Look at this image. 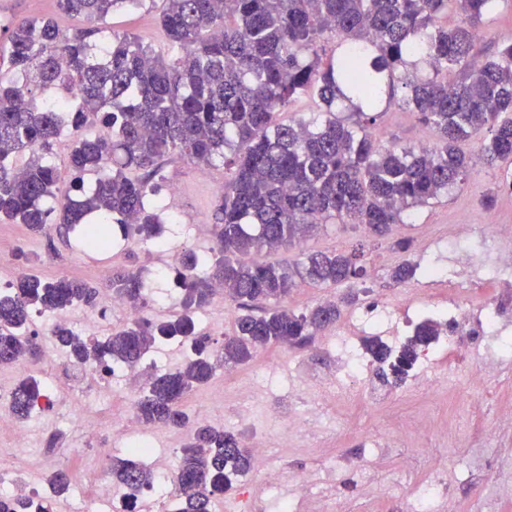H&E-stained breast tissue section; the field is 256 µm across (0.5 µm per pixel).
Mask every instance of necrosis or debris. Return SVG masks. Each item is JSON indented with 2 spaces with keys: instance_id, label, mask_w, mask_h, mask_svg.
<instances>
[{
  "instance_id": "4bbe7bcc",
  "label": "necrosis or debris",
  "mask_w": 512,
  "mask_h": 512,
  "mask_svg": "<svg viewBox=\"0 0 512 512\" xmlns=\"http://www.w3.org/2000/svg\"><path fill=\"white\" fill-rule=\"evenodd\" d=\"M492 238L496 243L493 252L483 249L465 251L466 264L478 268L482 279L500 285H512V226L494 225ZM415 315H433L447 323L446 335L440 336L431 353L420 362L412 375L415 390L437 392L448 387L447 375L437 374L436 368L444 363L447 355L469 357L485 353V360L476 367L472 381L479 384L498 370L501 358H512V340L503 336L502 328L508 305L500 298L475 299L470 280L457 275L448 277V295L444 300L431 302L409 290L403 300ZM405 320L393 303L371 304L351 311L344 326L326 334L321 348L325 355L335 358L336 366L323 387H302L300 406L280 414L277 440L288 442L309 435L323 423L321 391H335L338 385L354 384L364 400L375 407L390 406L394 393L390 388H380L365 380L367 360L360 353L359 339L363 336H380L390 343H398L403 334ZM52 368L53 375L47 382L42 396L51 406L68 408V394L79 387L90 373L89 367L71 362L58 363L52 356L41 361L18 360L0 366V377H22L41 373ZM121 388L125 413L117 427L124 435V445L135 463L150 468L156 477L153 488L156 498L168 502L178 492L177 472L166 449L160 448L153 431L142 428L135 416L134 398L144 382L143 367H121L112 376ZM273 442L268 435L259 434L250 440L253 468L246 486L265 496L278 500L281 512H369L368 504L377 494L369 480L373 470L380 468L379 458L364 460L352 468L350 480L359 487L358 496L341 500L335 485L310 472L282 473L274 464L269 452ZM43 464L39 459L25 455L22 467L0 464V499L38 495L51 499L52 512H127L128 492L115 484L96 467L91 485L83 487L77 501L53 497L40 479Z\"/></svg>"
}]
</instances>
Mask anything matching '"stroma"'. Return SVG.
I'll list each match as a JSON object with an SVG mask.
<instances>
[{
    "label": "stroma",
    "instance_id": "obj_1",
    "mask_svg": "<svg viewBox=\"0 0 512 512\" xmlns=\"http://www.w3.org/2000/svg\"><path fill=\"white\" fill-rule=\"evenodd\" d=\"M162 0H145L142 6L114 13L109 24L116 33H129L151 44L157 51L167 47V37L159 23ZM53 18L67 32L80 27L78 18L61 12L57 0H0V23L10 24L16 17ZM378 134L383 141L401 145H428L433 137L420 126L415 117L406 112H391L380 122ZM512 170V158L498 162L496 169L476 166L467 179L447 196L433 204L415 209L413 221L394 226L388 240L380 242L370 256V272L359 293L358 305H365L371 295L389 301L400 300L404 285L393 284L389 271L399 263L410 260L421 267H435L448 271L444 255L430 252L432 237L448 234L453 224L466 221L474 228L469 246H484L490 223L512 224V197L499 194L492 208L481 204L482 195L492 189L499 172ZM168 182L161 188L158 199L164 220L163 237L167 249L151 248L143 251L126 244L117 253L94 254L80 251L76 232L60 233L58 225H50L43 235H33L25 225L0 221V248L8 251L12 264L23 266L28 274L44 280L66 276L76 280L99 281V267L109 270L132 269L142 272L146 285L157 302L148 310L151 318H165L168 294L178 292L174 271L167 265L168 249L205 250L212 246L213 237L199 234L198 225L214 222V211L219 200L216 186L224 182L222 163L203 169L179 157L163 162ZM178 184V193H170L169 184ZM364 227L350 224H328L313 232L304 246L310 251L350 250L356 243L371 241ZM329 365L327 358L309 357L307 349L284 350L272 345L264 348L247 364L237 366L233 376L217 372L214 379L200 389L192 391L186 399L191 418L208 421L217 417L233 422V430L242 438H249L260 428L268 435L278 431L276 413L285 401L294 395L305 371L320 372ZM475 359L447 358L446 369L450 379L447 394H425L400 388L395 409H378L360 398L347 403L332 401L325 412V436L309 435L299 440L297 447L285 450L274 448L276 461L284 470L305 469L322 472L327 456H335L343 465L339 473V493L356 494L350 484V466L369 453H377L383 461L375 474L385 493L379 494L375 512H403V499L407 488L396 479L401 455L409 454L421 460L419 479H427L429 469L424 462L433 457L455 466L458 461L470 459L482 450H489L498 460L512 468V429L499 426L501 411L512 410V382L489 378L485 388L494 390L497 399L483 400L481 391L471 382ZM267 376L266 401L249 424H235L234 418L241 405V394L253 374ZM102 379L88 381L75 394L79 407L88 408L97 415L96 426L89 427L77 416H61L57 409L47 408L32 415L26 422L31 430L27 454L40 457L45 465L43 479H50L58 469H68L71 475L93 468L101 456L116 459L125 455L120 435L114 431L110 415L113 406L102 397ZM421 410L441 420L459 419L466 434L457 442L443 444L438 433L427 432L409 442H401L395 414L407 415ZM491 477L475 479L464 476L461 481L450 482L444 489L453 501L456 512H512V497L493 498Z\"/></svg>",
    "mask_w": 512,
    "mask_h": 512
}]
</instances>
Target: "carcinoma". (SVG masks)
Listing matches in <instances>:
<instances>
[{
    "instance_id": "obj_1",
    "label": "carcinoma",
    "mask_w": 512,
    "mask_h": 512,
    "mask_svg": "<svg viewBox=\"0 0 512 512\" xmlns=\"http://www.w3.org/2000/svg\"><path fill=\"white\" fill-rule=\"evenodd\" d=\"M83 17L71 33L50 19H21L0 30V220L40 234L55 211L58 174L49 162L59 136H74L69 155L76 195L66 196L60 223L79 229L88 248L111 244V225L135 245L158 246L154 197L160 161L177 155L199 166L224 163L215 245L181 259L179 316L125 323L104 338L55 324L51 339L70 359L142 364L162 341H187L190 356L151 375L135 412L147 425L187 431L177 464L176 512H212L216 499L249 474L251 449L230 430L192 421L184 402L221 366L248 362L259 348L304 346L336 322L334 301L296 312L286 305L299 283L345 284L343 300L365 274L364 245L348 253L299 250L292 262L267 261L263 251L300 246L320 224H357L378 236L405 223L409 211L448 194L473 164L459 143H479L492 168L512 157V36L484 61L475 53L493 0H165L161 24L167 53L104 27L112 12L142 0H58ZM464 21L448 26V12ZM318 101L319 115L284 122L281 110L299 95ZM397 108L416 116L435 138L429 146H387L379 121ZM100 122L103 133L81 130ZM95 172L92 188L83 176ZM405 260L390 272L413 277ZM112 296L153 305L141 274L115 271ZM221 292L239 310L219 346L196 333L195 316ZM99 289L65 277L25 275L0 292V365L39 359L42 338L29 330L33 313L91 305ZM444 333L425 318L394 351L376 339L372 359L401 385L419 352ZM40 382L23 380L10 396L18 419L29 418ZM112 478L136 494L153 472L128 458ZM45 498L0 502V512H50Z\"/></svg>"
}]
</instances>
